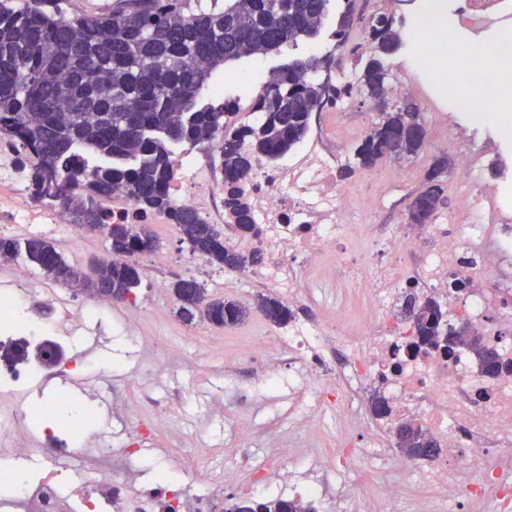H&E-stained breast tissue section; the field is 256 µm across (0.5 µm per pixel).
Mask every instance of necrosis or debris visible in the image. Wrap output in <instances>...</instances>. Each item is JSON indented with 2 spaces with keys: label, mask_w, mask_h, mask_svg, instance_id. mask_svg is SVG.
<instances>
[{
  "label": "necrosis or debris",
  "mask_w": 512,
  "mask_h": 512,
  "mask_svg": "<svg viewBox=\"0 0 512 512\" xmlns=\"http://www.w3.org/2000/svg\"><path fill=\"white\" fill-rule=\"evenodd\" d=\"M512 19V0H468L455 14L453 27L470 33L469 54L484 48L482 35ZM478 91L449 105L448 142L458 148L459 207L446 223L416 234L411 225L394 224L385 242L365 225L347 224L351 211H368L374 203L359 199L338 177L335 145L358 139L363 128L339 109L322 115L320 134L298 153L277 162L254 161L247 189L260 246L270 258L246 287L262 284L286 297L299 311L288 329L276 336L278 352L265 343L252 346L247 360L273 386L282 361L295 364L291 385L301 390L305 406L290 409L289 428L305 426L315 448L336 441L325 469L336 481L326 497L316 484L303 481L289 453L247 458L240 471L223 472V480L249 473L247 490L263 496L270 487L302 500L310 512H366L375 503L387 512H512V370L488 376L467 348L443 353L420 344L407 300L435 296L445 307L447 331L468 325L483 344L512 362V326L495 318L512 305V202L481 187L484 154L512 138V115L492 120L495 136L462 147L458 128L475 108L496 96L492 76ZM21 145L0 140V222L5 233L19 224H65L61 208L34 205L11 178ZM175 206L192 208L205 222L224 221V166L217 145L200 155L176 158L171 182ZM345 236L347 252L360 261L349 264L336 249ZM67 287L44 284L22 293L0 289V332L18 334L14 315L28 316L23 344L52 341L57 323L83 328L88 308L65 302ZM384 410L373 411L372 398ZM415 419L438 451L425 464L397 447L400 421ZM66 430L40 438L21 433L14 423L0 424V483L10 486L20 512H199L201 501L180 487H135L124 474H105L93 466L45 469L36 479L19 473L14 460L34 454L54 460L84 457L67 445Z\"/></svg>",
  "instance_id": "necrosis-or-debris-1"
}]
</instances>
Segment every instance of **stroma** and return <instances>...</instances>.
Instances as JSON below:
<instances>
[{"instance_id":"obj_1","label":"stroma","mask_w":512,"mask_h":512,"mask_svg":"<svg viewBox=\"0 0 512 512\" xmlns=\"http://www.w3.org/2000/svg\"><path fill=\"white\" fill-rule=\"evenodd\" d=\"M297 53L285 50L277 54L259 55L226 65L222 74L224 89L240 93L239 76H257L288 64ZM409 101L418 105L428 130L423 152L409 160L383 159L376 171L384 173L388 182L382 203L366 218L374 234L386 226L405 221V207L410 194L417 191L432 159L439 155L457 161L455 150L447 139L439 137L434 118L421 90L407 91ZM32 236L52 241L67 263L87 266L92 260L110 255V241L100 233H88L71 224H34ZM141 284L136 289L137 305L147 313L137 327H129L124 314L126 303H112L110 311L100 313L84 331H67L59 338L64 363L78 358L83 335H103V349L97 355L98 366L84 391L70 395L79 406H89L88 419L72 430L70 438L86 447L106 441L112 446L113 468H120L130 441L126 431L134 425L146 426L150 404H166L177 408L176 426L183 434L179 447H172L160 434L146 435L145 447L150 450L142 465L146 471L142 483L168 471L173 482L191 496L207 494L210 512H224L231 500L241 496L239 485L221 481L219 468L235 467L240 455L262 453L267 437L250 432H235L233 425L242 411H250L260 424H272L287 417V382H280L277 391L258 395L254 386L259 370L242 363L243 354L257 340H272L277 325L269 322L259 309L263 289L231 288L224 284V271L206 265L197 280L208 296L238 301L249 308L248 316L229 327H217L206 318L185 324L178 316L179 302L172 286H164L146 259L137 262ZM176 346L187 361L171 365L163 377L151 375L145 354L152 349L165 350ZM191 393L193 402L179 408L181 393ZM238 447L237 454H225L226 444Z\"/></svg>"}]
</instances>
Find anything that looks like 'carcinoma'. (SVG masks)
Here are the masks:
<instances>
[{"label":"carcinoma","instance_id":"obj_1","mask_svg":"<svg viewBox=\"0 0 512 512\" xmlns=\"http://www.w3.org/2000/svg\"><path fill=\"white\" fill-rule=\"evenodd\" d=\"M63 0H0V138L23 145L16 170L26 174L34 203L58 205L70 223L110 240L111 260L91 272L68 264L40 237L0 236V258L24 253L28 263L76 288H108L117 296L141 284L128 257L155 237L141 224H113L99 201L117 189L139 212L163 214L176 225L190 251L220 268L246 270L263 261L260 250H233L214 225L191 208L174 209L169 187L177 147L219 144L224 163V223L247 239L262 229L254 220L246 186L257 156L279 159L308 136L312 117L357 92L374 99L378 122L357 142L340 176L370 170L384 157L409 158L425 147L428 134L416 105L399 101L398 87L383 83L386 55L400 42V22L387 13L366 21V39L350 42L354 21L363 20L364 0H115L109 13L64 15ZM337 16L335 47L355 59L352 81L319 85L313 71L330 70L334 53L312 50L275 71L258 88L254 125L236 121L238 98L212 94L224 66L255 55L296 49L314 39ZM444 185L425 176L406 206L407 223L431 224ZM179 314L186 322L203 315L216 326L241 322L246 306L207 300L193 279L175 283ZM259 307L281 326L292 312L276 298ZM418 336L427 344L440 336V305L431 297L412 304ZM453 342L470 348L481 363L494 351L469 338L464 328ZM30 352L20 345L0 348L4 361L18 364ZM398 447L429 454L433 441L423 431L398 436ZM228 512H308L298 500L247 498Z\"/></svg>","mask_w":512,"mask_h":512}]
</instances>
